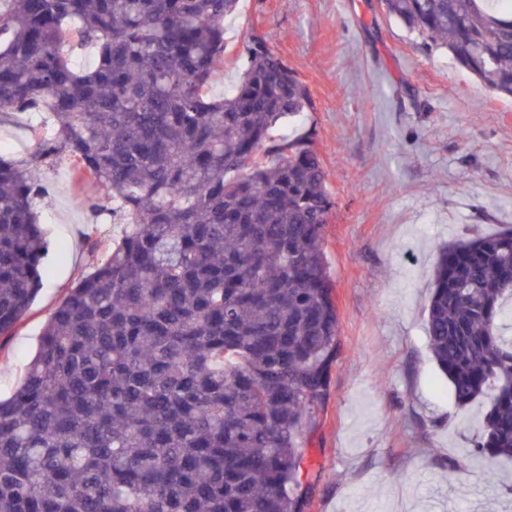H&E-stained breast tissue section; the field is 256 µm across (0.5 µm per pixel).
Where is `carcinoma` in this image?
Segmentation results:
<instances>
[{
  "label": "carcinoma",
  "mask_w": 512,
  "mask_h": 512,
  "mask_svg": "<svg viewBox=\"0 0 512 512\" xmlns=\"http://www.w3.org/2000/svg\"><path fill=\"white\" fill-rule=\"evenodd\" d=\"M496 97L512 98V0H380ZM238 0H0V121L46 112L32 157L0 156V343L47 271L33 162H72L123 225L0 400V512H305L307 447L330 391L338 313L331 208L298 74ZM96 49L79 68L72 55ZM512 227L439 249L426 336L455 403L488 401L475 454L512 461Z\"/></svg>",
  "instance_id": "1"
}]
</instances>
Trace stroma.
I'll return each mask as SVG.
<instances>
[{
  "label": "stroma",
  "instance_id": "stroma-1",
  "mask_svg": "<svg viewBox=\"0 0 512 512\" xmlns=\"http://www.w3.org/2000/svg\"><path fill=\"white\" fill-rule=\"evenodd\" d=\"M211 89L245 63V33L309 89L313 110L281 136L312 133L333 202L324 229L339 355L303 482L306 512H512V482L484 479L472 452L488 406L458 407L426 338L438 250L512 225V101L495 97L382 11L379 0H241ZM36 174L49 274L13 336L0 343L9 398L40 333L80 274L90 240L119 239L93 218L95 185L59 160Z\"/></svg>",
  "mask_w": 512,
  "mask_h": 512
}]
</instances>
